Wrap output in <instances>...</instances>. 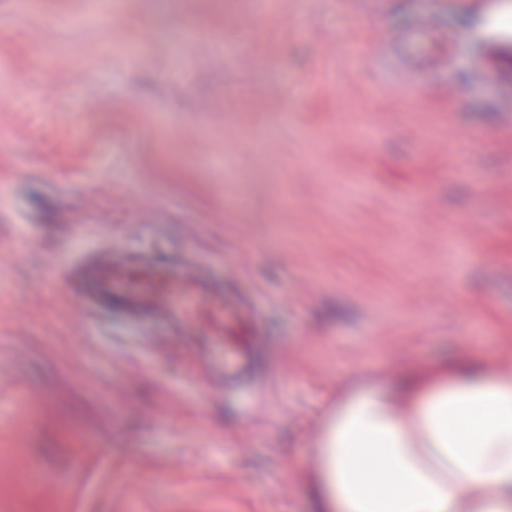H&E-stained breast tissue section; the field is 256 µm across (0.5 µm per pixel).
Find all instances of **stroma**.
<instances>
[{"label":"stroma","mask_w":512,"mask_h":512,"mask_svg":"<svg viewBox=\"0 0 512 512\" xmlns=\"http://www.w3.org/2000/svg\"><path fill=\"white\" fill-rule=\"evenodd\" d=\"M512 0H0V512H311L338 389L477 352L512 369ZM431 19L436 69L384 48ZM249 289L228 391L180 329L59 281L100 249ZM208 353L199 362V350ZM486 62L491 77L512 93V41L495 40L488 43ZM225 320L233 321L240 326L244 339L233 351L232 364H224V385L239 382L252 375L256 360L266 342L261 316L258 309L244 301L226 297L224 308L213 315L214 336L224 334Z\"/></svg>","instance_id":"1"}]
</instances>
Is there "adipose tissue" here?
Segmentation results:
<instances>
[{
  "label": "adipose tissue",
  "instance_id": "adipose-tissue-1",
  "mask_svg": "<svg viewBox=\"0 0 512 512\" xmlns=\"http://www.w3.org/2000/svg\"><path fill=\"white\" fill-rule=\"evenodd\" d=\"M311 453L316 512H512V370L480 353L340 390Z\"/></svg>",
  "mask_w": 512,
  "mask_h": 512
}]
</instances>
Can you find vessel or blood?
<instances>
[{"instance_id":"vessel-or-blood-1","label":"vessel or blood","mask_w":512,"mask_h":512,"mask_svg":"<svg viewBox=\"0 0 512 512\" xmlns=\"http://www.w3.org/2000/svg\"><path fill=\"white\" fill-rule=\"evenodd\" d=\"M388 40L399 49L419 40H431L438 47L433 62L440 63L447 58L446 36L427 21L411 33L389 34ZM486 62L491 77L511 94L512 41L489 42ZM72 283L78 288H94L111 295L113 303L131 312L164 316L177 324L182 323L189 312L172 304L171 289L192 288L204 294L209 288L205 271L196 262L184 261L177 265L169 259L119 253L108 248L79 269ZM228 321L238 324L244 333L243 341L234 351L233 363L224 367L225 383L233 384L252 375L266 338L258 309L247 302L225 298L223 308L213 316L216 335H223L224 324Z\"/></svg>"}]
</instances>
